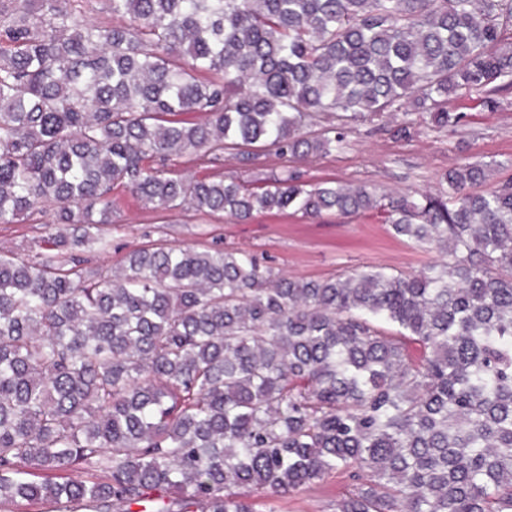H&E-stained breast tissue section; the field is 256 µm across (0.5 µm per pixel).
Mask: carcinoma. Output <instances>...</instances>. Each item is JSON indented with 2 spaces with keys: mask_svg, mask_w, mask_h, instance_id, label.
Returning <instances> with one entry per match:
<instances>
[{
  "mask_svg": "<svg viewBox=\"0 0 512 512\" xmlns=\"http://www.w3.org/2000/svg\"><path fill=\"white\" fill-rule=\"evenodd\" d=\"M0 0V224L50 207L31 260L0 251V508L257 512L344 474L336 512H512V180L438 196L174 177L172 157L306 163L415 97L512 87V0ZM199 113L202 122L182 115ZM122 187L239 222L382 214L436 250L417 273L282 275L233 246L81 256Z\"/></svg>",
  "mask_w": 512,
  "mask_h": 512,
  "instance_id": "obj_1",
  "label": "carcinoma"
}]
</instances>
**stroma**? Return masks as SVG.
<instances>
[{
	"label": "stroma",
	"mask_w": 512,
	"mask_h": 512,
	"mask_svg": "<svg viewBox=\"0 0 512 512\" xmlns=\"http://www.w3.org/2000/svg\"><path fill=\"white\" fill-rule=\"evenodd\" d=\"M449 111L462 114L461 123L438 128L428 114L413 111L375 121L349 122L343 150L308 162L303 172L318 183L336 181L365 184L378 192L439 193L441 178L459 164L496 162L494 181L512 179V88L499 95V106L484 107L476 94H457ZM410 122L409 137L396 129ZM170 170L195 178L242 176L236 159L213 163L195 156L174 159ZM113 224L103 242L87 250L90 268L111 272L121 267L126 254L147 245L202 247L215 242L234 244L262 253L290 277L323 278L345 270L379 266L392 272H412L436 259L437 254L394 238L379 214L326 217L315 223L301 214L262 212L245 222L226 215L207 216L193 210L173 212L143 208L130 192L115 189ZM57 230L51 213L35 212L16 224H0V250L30 259L41 252L43 241ZM350 489L346 479L332 475L284 497L259 500L258 512H335L336 502Z\"/></svg>",
	"instance_id": "obj_1"
}]
</instances>
